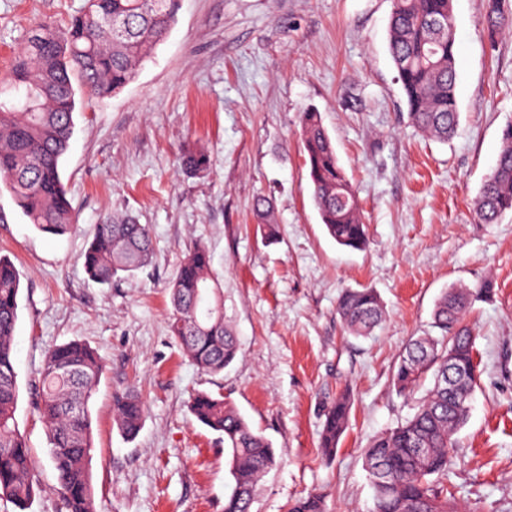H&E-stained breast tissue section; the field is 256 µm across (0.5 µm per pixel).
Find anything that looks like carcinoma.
<instances>
[{
  "label": "carcinoma",
  "instance_id": "obj_1",
  "mask_svg": "<svg viewBox=\"0 0 512 512\" xmlns=\"http://www.w3.org/2000/svg\"><path fill=\"white\" fill-rule=\"evenodd\" d=\"M180 0H85L63 29L54 21H35L8 75L0 79V182L30 224L48 236L65 234L74 223L61 178V161L75 127L81 99L103 100L120 93L137 68L163 42ZM454 0H392L389 52L405 97L408 116L423 134L441 141L454 134L456 98V28ZM490 37L509 21L504 0H487ZM300 141L312 198L328 236L338 245L361 250L367 242L358 197L336 156L321 113L308 108L300 116ZM191 173H203L208 154L198 148L180 155ZM256 216L271 228L270 206L262 198ZM480 224H494L512 212V124L502 132V146L475 199ZM153 253L150 229L132 217H107L95 227L84 252L89 278L108 284L120 273L147 267ZM20 280L14 264L0 255V499L27 512L36 495L31 451L15 413L18 385L14 335ZM171 331L193 365L219 373L236 357L238 344L224 320V292L211 276L205 247L188 251L170 285ZM468 293L446 289L435 303L432 327L411 341L393 376L399 394L415 397L421 378L433 385L416 397L414 412L375 439L365 451L373 489L372 512H459L448 502V478L459 448L458 433L467 422L481 375L474 361V341L462 326ZM337 311L354 336H367L385 318L371 288L345 291ZM105 366L88 344L72 340L47 350L39 372L35 409L47 429L50 461L65 512H93L89 460L93 448L90 403ZM350 397L344 393L326 409L321 448L329 457L346 428ZM188 409L202 426L218 433L228 456L230 491L224 512H251L254 489L279 460L272 443L250 426L224 397L200 391ZM113 414L119 431L136 436L145 417L143 401L117 397ZM288 512H325L321 495L295 500Z\"/></svg>",
  "mask_w": 512,
  "mask_h": 512
}]
</instances>
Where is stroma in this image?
<instances>
[{
	"mask_svg": "<svg viewBox=\"0 0 512 512\" xmlns=\"http://www.w3.org/2000/svg\"><path fill=\"white\" fill-rule=\"evenodd\" d=\"M85 0H0V76L47 15L67 23ZM391 0H181L168 38L117 96L75 115L62 179L75 224L49 237L0 184V254L21 282L14 336L16 419L32 449L31 512H59L46 428L32 400L47 349L80 340L106 368L91 401L96 512H223L224 442L188 410L192 394L223 395L273 444L278 465L252 512H288L322 494L328 512H371L370 441L410 404L392 374L411 337L429 332L441 293L468 288L464 323L483 373L458 434L448 500L512 512V213L480 224L473 204L512 123V26L489 39L485 0H454L459 126L448 142L410 123L388 50ZM316 108L368 227L365 249L336 245L313 204L299 118ZM188 144L206 174L178 160ZM272 204L266 242L253 206ZM149 225V266L91 281L83 254L102 217ZM202 244L224 291L234 361L209 374L170 332V282ZM371 288L386 319L348 334L341 292ZM353 404L332 459L319 452L324 410ZM133 393L147 413L135 439L112 414ZM180 161L184 169L191 173H203L210 165L208 154L198 148L183 150Z\"/></svg>",
	"mask_w": 512,
	"mask_h": 512,
	"instance_id": "35a3bbf8",
	"label": "stroma"
}]
</instances>
